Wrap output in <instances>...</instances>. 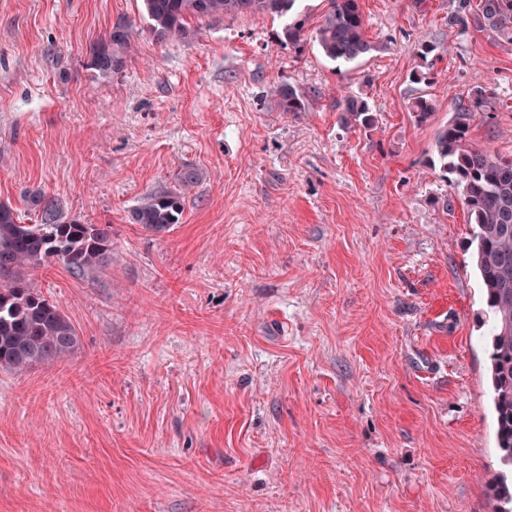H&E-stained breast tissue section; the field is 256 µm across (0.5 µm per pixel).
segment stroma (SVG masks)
Segmentation results:
<instances>
[{"label": "stroma", "mask_w": 512, "mask_h": 512, "mask_svg": "<svg viewBox=\"0 0 512 512\" xmlns=\"http://www.w3.org/2000/svg\"><path fill=\"white\" fill-rule=\"evenodd\" d=\"M457 2L360 0L374 49L340 65L268 15L162 43L143 0H0V201L112 227L93 276L35 274L80 347L0 371V512H488L489 315L433 143L480 85L468 139L512 158V42L449 27ZM343 87L373 129L340 125ZM187 169L179 224L133 223ZM130 47L127 26H117L108 38L90 48V66L108 75L123 63V54ZM276 97L279 108L283 112H302L306 109L304 95L294 86L289 84L277 86Z\"/></svg>", "instance_id": "1"}]
</instances>
